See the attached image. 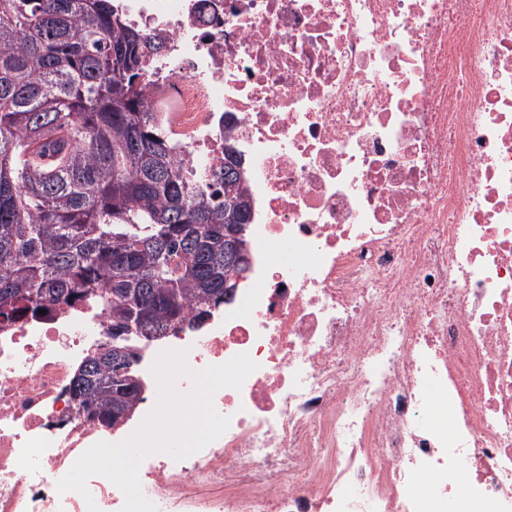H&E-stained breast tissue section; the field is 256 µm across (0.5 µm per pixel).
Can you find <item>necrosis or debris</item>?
Here are the masks:
<instances>
[{
	"mask_svg": "<svg viewBox=\"0 0 512 512\" xmlns=\"http://www.w3.org/2000/svg\"><path fill=\"white\" fill-rule=\"evenodd\" d=\"M162 33L146 101L178 157L233 146L249 269L205 323L139 345L191 372L248 354L228 430L148 456L157 512H410L421 473L512 512V0H115ZM109 319L0 321V512H120L71 396ZM438 392H431L430 382ZM454 413V432L435 419Z\"/></svg>",
	"mask_w": 512,
	"mask_h": 512,
	"instance_id": "necrosis-or-debris-1",
	"label": "necrosis or debris"
}]
</instances>
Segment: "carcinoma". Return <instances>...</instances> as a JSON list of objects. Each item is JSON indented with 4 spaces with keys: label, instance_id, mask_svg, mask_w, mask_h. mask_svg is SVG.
I'll use <instances>...</instances> for the list:
<instances>
[{
    "label": "carcinoma",
    "instance_id": "cac0c4a2",
    "mask_svg": "<svg viewBox=\"0 0 512 512\" xmlns=\"http://www.w3.org/2000/svg\"><path fill=\"white\" fill-rule=\"evenodd\" d=\"M163 44L113 0H0V318H37L78 298L112 325L175 332L229 295L224 209L250 203L240 161L197 177L145 105L143 47ZM224 184L217 200L214 183ZM78 391L97 425L141 401L112 349L87 358Z\"/></svg>",
    "mask_w": 512,
    "mask_h": 512
}]
</instances>
